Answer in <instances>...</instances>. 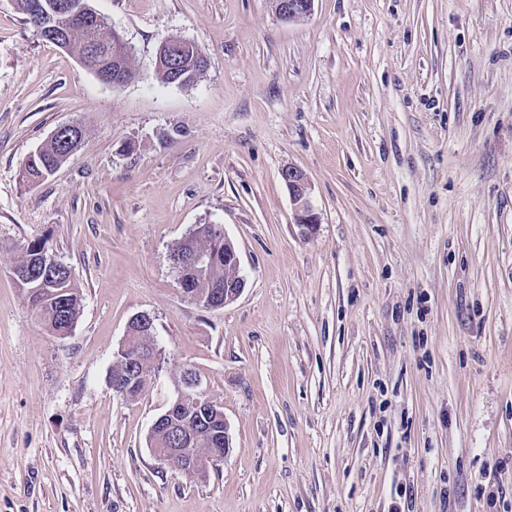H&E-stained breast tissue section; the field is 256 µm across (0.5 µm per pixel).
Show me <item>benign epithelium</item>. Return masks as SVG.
Segmentation results:
<instances>
[{
  "instance_id": "benign-epithelium-1",
  "label": "benign epithelium",
  "mask_w": 512,
  "mask_h": 512,
  "mask_svg": "<svg viewBox=\"0 0 512 512\" xmlns=\"http://www.w3.org/2000/svg\"><path fill=\"white\" fill-rule=\"evenodd\" d=\"M314 0H279V10L275 15L288 21H299L309 16ZM55 10L66 24H84L94 19L100 20L97 13L92 18L82 17L69 9L66 0H58ZM281 178L288 187L294 205V224L304 237L314 235L321 224L320 216L310 202L311 184L306 174L297 167L288 166L281 171ZM204 231V225L196 224L182 239L186 249L170 251L169 262L178 276L182 293L196 305L207 310L222 309L234 303L243 293L246 279L241 272L240 258L235 244L224 239V265L235 269L234 281L224 285V289L201 290L195 287L194 277L208 269L212 263V253L196 248V241ZM154 321L148 314H138L128 321L126 336L115 352L127 360L137 355L131 353L129 341L133 335L153 336ZM212 401L205 396L200 374L189 367L184 368L177 383V397L154 421L148 446L160 464L185 476L198 477L207 473L209 467L222 461L230 451L229 433L211 444V448L194 452L185 447L192 442L197 430L209 425L207 406Z\"/></svg>"
}]
</instances>
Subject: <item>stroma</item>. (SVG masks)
Instances as JSON below:
<instances>
[{"mask_svg": "<svg viewBox=\"0 0 512 512\" xmlns=\"http://www.w3.org/2000/svg\"><path fill=\"white\" fill-rule=\"evenodd\" d=\"M89 4L130 82L0 0V512H512V0ZM167 37L206 55L194 85L157 80ZM69 123L82 144L23 183ZM196 224L247 279L220 310L169 265ZM36 237L83 293L64 338L9 272ZM141 312L163 363L131 400L107 376ZM185 365L231 437L198 479L148 447ZM314 0H279L280 9L275 15L288 21H299L309 16L313 9ZM75 126V124H65L52 134V137H58ZM70 140H60L58 138H49L40 147L39 157L33 159L29 156L22 165L21 178L23 182L38 183L39 181L52 175L68 158V151L75 145L81 143L84 137V130L80 125H76L72 130ZM294 205V224L303 237L314 235L321 224L320 216L310 202L311 184L306 174L297 167L288 166L281 171Z\"/></svg>", "mask_w": 512, "mask_h": 512, "instance_id": "1", "label": "stroma"}]
</instances>
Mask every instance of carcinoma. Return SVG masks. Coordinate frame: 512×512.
Returning <instances> with one entry per match:
<instances>
[{
  "mask_svg": "<svg viewBox=\"0 0 512 512\" xmlns=\"http://www.w3.org/2000/svg\"><path fill=\"white\" fill-rule=\"evenodd\" d=\"M96 45L101 49V55L94 63L105 68L121 64L128 74H133L132 57L127 52V45L118 32L108 28L102 20L87 26H72L67 33V51L80 58L85 55L89 46ZM183 74L190 75L187 85L199 81L206 72L200 60L203 56L199 47L191 42L177 48ZM84 130L77 125L72 129L68 140L50 138L40 147L39 157L27 158L21 168V178L27 183H37L52 175L67 159L68 151L81 143ZM218 259L208 269L206 284L224 287V283L232 280L236 272L224 266V245L214 244ZM46 241L35 239L21 247L20 255L14 261L16 266H36L43 260L51 259ZM41 305L31 309L54 336L74 330L81 316L82 296L77 287L72 270L60 269L56 279L45 284L39 291ZM138 350L142 353V361L138 364L137 374L140 386H147L154 362L150 355L152 349L148 340L134 339Z\"/></svg>",
  "mask_w": 512,
  "mask_h": 512,
  "instance_id": "cac0c4a2",
  "label": "carcinoma"
}]
</instances>
